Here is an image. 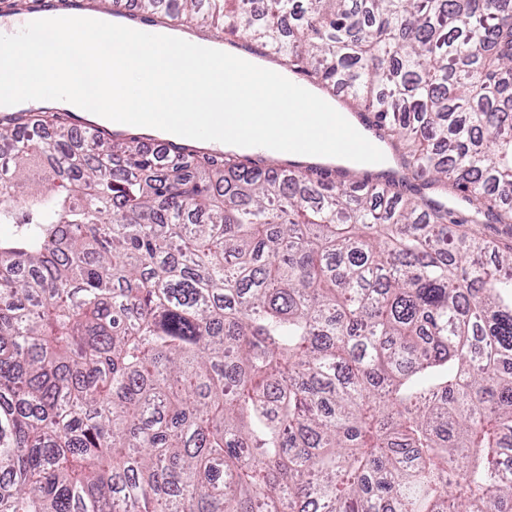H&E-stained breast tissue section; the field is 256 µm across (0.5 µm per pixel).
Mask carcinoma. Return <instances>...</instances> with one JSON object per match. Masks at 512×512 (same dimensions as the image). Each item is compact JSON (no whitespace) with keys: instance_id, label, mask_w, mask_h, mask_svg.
I'll use <instances>...</instances> for the list:
<instances>
[{"instance_id":"obj_1","label":"carcinoma","mask_w":512,"mask_h":512,"mask_svg":"<svg viewBox=\"0 0 512 512\" xmlns=\"http://www.w3.org/2000/svg\"><path fill=\"white\" fill-rule=\"evenodd\" d=\"M134 2L392 166L0 116V512H512V0Z\"/></svg>"}]
</instances>
